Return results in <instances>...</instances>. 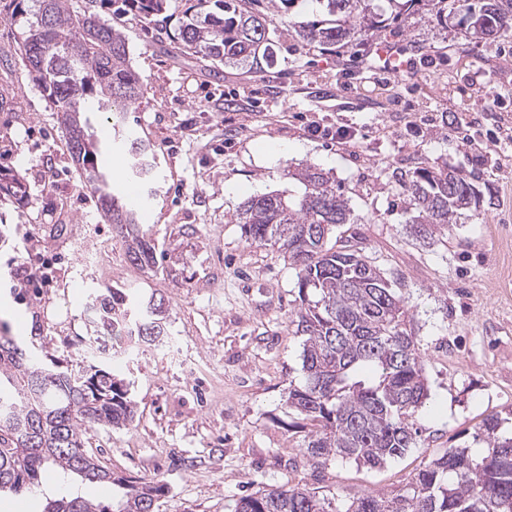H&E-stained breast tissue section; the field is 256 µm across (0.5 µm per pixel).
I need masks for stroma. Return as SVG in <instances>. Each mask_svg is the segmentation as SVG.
I'll return each mask as SVG.
<instances>
[{
	"mask_svg": "<svg viewBox=\"0 0 512 512\" xmlns=\"http://www.w3.org/2000/svg\"><path fill=\"white\" fill-rule=\"evenodd\" d=\"M465 7L453 0L444 25L422 10L376 32L416 60L399 78L371 67L373 40L332 51L299 44L290 24L313 19L318 0L274 20L273 64L217 72L147 21L101 10L124 32L145 88L126 121L154 150L136 203L156 250L144 270L130 264L71 158L59 112L29 78L20 27L0 20V90L16 94L0 111V168L28 188L24 203H0V273L25 262L47 279L31 315L8 327L25 335L40 324L42 358L70 360L91 289L163 299L170 343L114 368L134 422L85 434L114 475L163 477L159 512H231L239 497L288 483L333 492L344 508L399 490L449 448L473 446L485 417L512 430V33L473 35ZM316 125L350 128L356 142L340 148L312 135ZM291 165L335 180L354 218L339 235L400 278L410 310L430 397L416 415V447L380 468L341 458L311 468L286 404L304 380L303 339L289 323L296 272L276 248L246 241L235 217L251 196L300 191ZM421 166L474 176L482 192L479 209L431 246L411 235L396 178Z\"/></svg>",
	"mask_w": 512,
	"mask_h": 512,
	"instance_id": "35a3bbf8",
	"label": "stroma"
}]
</instances>
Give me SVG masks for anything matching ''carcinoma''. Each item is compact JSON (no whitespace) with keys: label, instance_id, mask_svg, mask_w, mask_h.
<instances>
[{"label":"carcinoma","instance_id":"carcinoma-1","mask_svg":"<svg viewBox=\"0 0 512 512\" xmlns=\"http://www.w3.org/2000/svg\"><path fill=\"white\" fill-rule=\"evenodd\" d=\"M178 31L165 15L172 0H6L10 21L23 28L21 59L35 84L60 112L70 153L96 195L104 216L127 242L130 263L155 265V247L139 233L137 213L110 188L98 163L103 151L85 133V100L112 113V127L143 95L124 33L101 21L98 8L134 14L159 26L158 35L216 65H247L274 57L273 19L244 7L243 0H188ZM321 15L297 26L301 42L324 49L353 45L397 18H368L364 0H316ZM424 5L448 22V0H403L399 15ZM467 14L489 19L490 38L512 31V0H475ZM130 169L152 173L150 147L126 141ZM299 194L265 193L248 198L235 223L246 239L277 247L297 270L298 304L290 324L304 337L305 380L288 389V408L307 428L304 455L315 468L338 458L376 468L402 457L419 435L415 415L429 397L422 357L409 325L401 283L368 260L336 228L351 223L344 196L322 170L298 173ZM415 215L410 228L422 240L445 235L459 211L477 207L473 180L452 170L416 167L400 173ZM26 197L20 176L0 169V199ZM97 311L93 331L119 334L124 342L157 347L167 338L158 324L163 300L132 303L122 288L89 296ZM39 324L30 335L0 332V493H33L48 471L62 482L77 478L115 487L109 502L75 493L47 498L42 512H158L168 492L157 476L115 478L87 450L91 426L121 429L134 421L128 385L109 368L110 358L77 357V367L47 364L37 354ZM498 417L485 419L474 440L487 445L477 456L467 446L448 449L392 494H363L345 512H512V434L500 433ZM231 512H340L336 496L299 485H270L240 497Z\"/></svg>","mask_w":512,"mask_h":512}]
</instances>
